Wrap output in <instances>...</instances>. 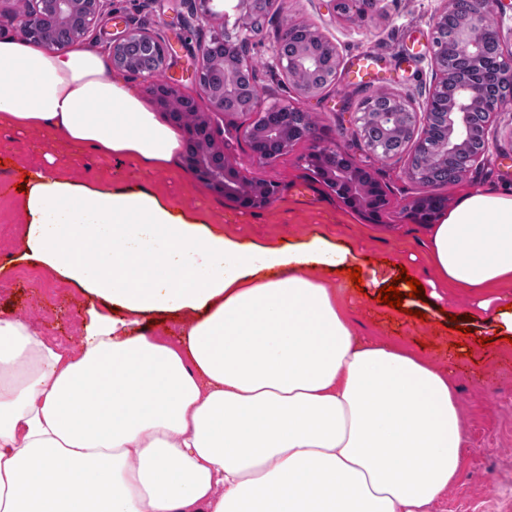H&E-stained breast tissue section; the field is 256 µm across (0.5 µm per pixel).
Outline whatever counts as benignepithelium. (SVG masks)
Segmentation results:
<instances>
[{
    "mask_svg": "<svg viewBox=\"0 0 512 512\" xmlns=\"http://www.w3.org/2000/svg\"><path fill=\"white\" fill-rule=\"evenodd\" d=\"M498 0H477V5L469 23L456 30L449 45L452 54L468 56L474 60L482 57L485 49L487 22L495 13ZM107 0H36V7L28 10L27 19H33L32 28L38 44L49 50H63L80 43L85 36L106 16ZM308 44L294 53L284 55L276 49V63L283 76L292 82L301 97H314L321 87L302 80V75L315 71L324 72L326 82L336 81L341 56L335 44H330L329 64H324L321 56L313 48L317 42L328 38L316 27L306 26ZM133 44L158 48L161 55L158 68L167 66L168 45L155 31L138 26L128 28L112 39V66L132 75L143 78L144 92L154 105L164 112L171 123L181 127L186 133L187 150L185 160L213 191L224 198L251 208H260V201L269 200L275 194L273 187H256L242 180L237 169L224 154V138L214 128L211 114L224 113V100L238 95L243 90L242 78L245 70L237 62L228 63L215 56V47L224 44V32L220 31L200 46V65L196 71L200 94L209 102L210 111L199 108L198 96L186 93L180 86L154 79V71L139 67L132 61L128 48ZM432 94H447L450 97L448 111L433 112L425 105L416 106L406 96H397L394 101L397 110L383 113V120L396 125L402 115L411 117L409 131L411 143L418 139L434 123L448 129L445 140L436 144V150L443 154L455 153L465 147L471 136V118L474 112L485 115L484 126L490 128L493 116L501 107L512 101L511 96H498L489 92L479 72L473 71L459 76L451 68L438 66ZM250 108L265 115L269 112L288 113V104H267L256 94L250 99ZM253 154L260 160L271 159L266 145L272 143L279 153H284L292 145V137L283 123L268 126L259 122L245 131ZM368 171L353 159H348L346 167L334 172L327 180L338 190V197L348 206L364 213L369 210L371 197L365 194L363 176Z\"/></svg>",
    "mask_w": 512,
    "mask_h": 512,
    "instance_id": "7a95c632",
    "label": "benign epithelium"
}]
</instances>
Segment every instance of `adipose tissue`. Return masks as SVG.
<instances>
[{
    "label": "adipose tissue",
    "instance_id": "adipose-tissue-1",
    "mask_svg": "<svg viewBox=\"0 0 512 512\" xmlns=\"http://www.w3.org/2000/svg\"><path fill=\"white\" fill-rule=\"evenodd\" d=\"M105 47L0 40V121L169 167L181 143ZM25 185L22 259L96 308L79 352L0 315V512H430L462 466L450 372L355 338L321 237L244 246L151 192ZM438 283L512 286V193L469 189L431 227ZM176 319L178 343L148 316Z\"/></svg>",
    "mask_w": 512,
    "mask_h": 512
}]
</instances>
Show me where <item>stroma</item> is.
<instances>
[{
    "label": "stroma",
    "instance_id": "35a3bbf8",
    "mask_svg": "<svg viewBox=\"0 0 512 512\" xmlns=\"http://www.w3.org/2000/svg\"><path fill=\"white\" fill-rule=\"evenodd\" d=\"M441 5L442 0H378L365 13L344 15L334 10L331 0H272L262 31L249 40L254 83L267 102L309 112L328 128V145L356 158L380 183L390 208L376 222L364 219L316 178L304 161L310 142H298L276 159L258 160L244 136L257 120L253 112L220 115L216 121L240 175L277 187L272 202L258 209L224 200L197 178L183 156H176L170 169L149 170L54 142L41 130L1 123L0 314L26 319L60 347L73 351L80 347L91 300L73 283L34 261L17 258L24 222L17 186L25 174L41 168L49 152L63 180L150 191L173 210L243 244L283 248L323 236L358 258L360 282H352L345 271L328 276L353 333L387 341L453 373L466 428L464 460L457 480L430 512H512V342L505 339L501 317L512 305V288L497 289L498 301L487 312L478 309L476 297L461 291L448 289L442 299L432 298L429 286L434 271L425 247L428 227L401 214L411 201L429 195L430 187L405 176L406 155L383 160L368 151L357 123L363 94L341 91L349 77L347 67H340L334 85L304 98L286 83L274 59L284 21L313 25L336 44L342 59L362 51L380 55L385 91L410 96L422 105L435 79L430 20ZM214 8L219 18L205 21L196 14L195 0H111V21L94 29L88 41L107 46L125 28L160 25L173 55L172 65L161 77L191 91L199 43L220 31L225 19L240 16L232 0H216ZM472 188L512 190V104L492 123L489 155L483 164L440 193L453 205ZM404 269L423 285L421 296L411 297L408 283L400 281ZM391 285L404 296L401 308L378 299L380 288ZM486 337L491 340L487 347L482 344Z\"/></svg>",
    "mask_w": 512,
    "mask_h": 512
}]
</instances>
